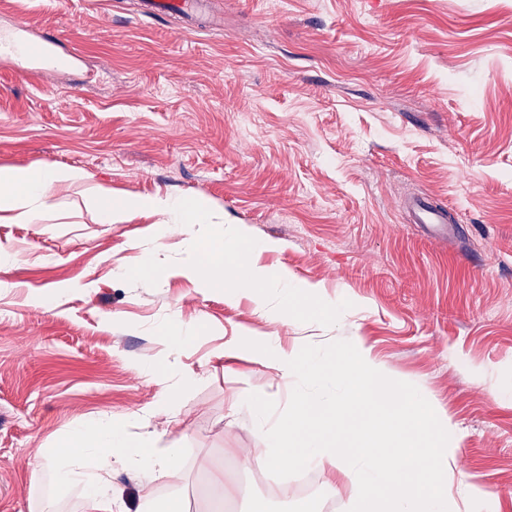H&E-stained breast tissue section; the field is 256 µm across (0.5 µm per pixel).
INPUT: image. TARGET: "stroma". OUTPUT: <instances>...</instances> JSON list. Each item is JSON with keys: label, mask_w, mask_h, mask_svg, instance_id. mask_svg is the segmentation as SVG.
<instances>
[{"label": "stroma", "mask_w": 512, "mask_h": 512, "mask_svg": "<svg viewBox=\"0 0 512 512\" xmlns=\"http://www.w3.org/2000/svg\"><path fill=\"white\" fill-rule=\"evenodd\" d=\"M220 26L142 16L139 0H0L80 55L54 78L0 60V167H74L35 222L0 217V512H83L37 461L92 416L181 452L178 497L209 512L220 470L252 512L315 501L342 512L320 469L271 476L241 393L288 403L242 339L282 347L360 337L390 378L425 392L463 438L480 497L459 512H512V0H212ZM116 197L207 199L269 242L262 265L349 300L325 327L271 324L253 297L183 272L185 236L136 209L100 224L86 186ZM425 193L454 237L433 239L404 206ZM156 245L162 276L141 273ZM197 327L171 348L160 325ZM160 375L145 378L141 367ZM186 379L169 381L166 371ZM179 412L167 421L156 408Z\"/></svg>", "instance_id": "35a3bbf8"}]
</instances>
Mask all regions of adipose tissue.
I'll return each mask as SVG.
<instances>
[{
	"label": "adipose tissue",
	"instance_id": "adipose-tissue-1",
	"mask_svg": "<svg viewBox=\"0 0 512 512\" xmlns=\"http://www.w3.org/2000/svg\"><path fill=\"white\" fill-rule=\"evenodd\" d=\"M77 168H0V212L16 219H32L46 201L52 185L83 180ZM174 448H152L128 438L121 422L93 418L65 433L45 449L42 466L59 487L84 489V512H112V473L119 470L153 484L175 475Z\"/></svg>",
	"mask_w": 512,
	"mask_h": 512
}]
</instances>
